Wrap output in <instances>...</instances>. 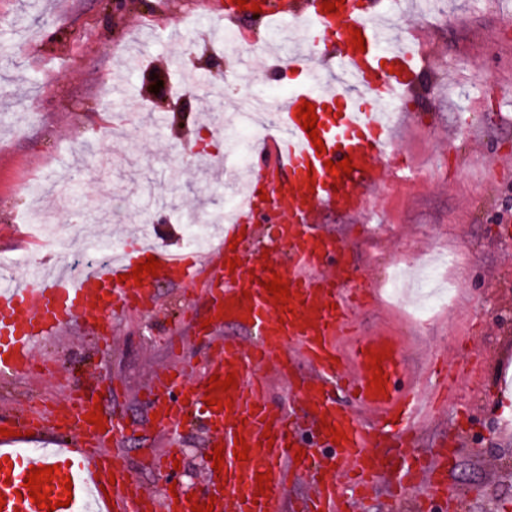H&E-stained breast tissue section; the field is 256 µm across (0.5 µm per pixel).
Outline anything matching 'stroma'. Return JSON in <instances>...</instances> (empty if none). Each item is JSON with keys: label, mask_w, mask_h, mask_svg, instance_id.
I'll return each instance as SVG.
<instances>
[{"label": "stroma", "mask_w": 512, "mask_h": 512, "mask_svg": "<svg viewBox=\"0 0 512 512\" xmlns=\"http://www.w3.org/2000/svg\"><path fill=\"white\" fill-rule=\"evenodd\" d=\"M405 24L422 30L419 75L396 107L398 149L389 167L411 171L367 195L358 217H323L325 229L354 253L359 280L375 287L355 314L358 335H391L406 363L427 382L430 362L484 360L479 376L458 381V398L424 427L430 448L459 434L450 481L453 508L432 512H506L512 504V0H399ZM218 0H0V262L14 276L52 256L84 264L81 228L112 238L138 233L144 215L160 242H184L192 215L214 212L233 195V178H216L207 141L225 142L238 127L218 115L247 110L254 92L287 85L261 80L264 60L287 58V35L267 36L257 19L225 22ZM235 33L258 44L250 67L236 71V51L218 38ZM200 83L181 90L188 74ZM161 88H154V80ZM509 115L500 124L496 113ZM29 191H20V184ZM64 231L44 247L25 240L37 213ZM450 253L443 274L457 285L447 307L421 321L411 303L388 295L396 262ZM208 298L194 286L164 282L159 306L113 318L100 335L83 323L37 343L38 359L55 360L51 380L18 376L0 384V406L44 410L78 387L102 394L109 414L125 421L116 461L144 486L165 481L141 459L180 449L177 475L197 488L204 435L191 423L179 435L150 430L142 397L152 376L184 349L203 367L208 344L197 326Z\"/></svg>", "instance_id": "stroma-1"}]
</instances>
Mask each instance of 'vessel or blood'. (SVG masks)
Wrapping results in <instances>:
<instances>
[{
	"instance_id": "1",
	"label": "vessel or blood",
	"mask_w": 512,
	"mask_h": 512,
	"mask_svg": "<svg viewBox=\"0 0 512 512\" xmlns=\"http://www.w3.org/2000/svg\"><path fill=\"white\" fill-rule=\"evenodd\" d=\"M323 0H283L271 7L262 0L259 11L239 8L227 0L224 16L238 20L259 14L267 24L306 25L308 45L288 61L289 73L300 81L282 100L267 103L276 114L269 150L260 154L248 175V190L232 221L224 226L225 239L237 238L245 223L276 221L281 241L288 244L287 259L262 253L239 256L229 268L230 254L220 250L216 270L218 288L211 290L212 322L242 326L256 334L249 350L236 339L212 344L201 375L191 377L189 365L173 367L149 383V410L162 432H178L189 414H196L207 434V444L223 447L221 471L206 468L205 489L197 500L186 490L157 496L138 483L112 455L119 425L103 415L101 425L87 423L96 411L93 398L73 394L49 416L9 414L0 417V512H40L24 481L31 469L54 467L46 487L54 512H78L96 501L99 512H192L193 503H212V512H282L289 486L307 482L311 491L296 503L295 512H362L390 475H397L395 500L421 486L416 512H430L433 503L448 501V475L454 451L446 445L421 448L417 433L421 400L414 377L397 342L389 336L360 340L350 354L339 341L354 314L348 285L353 266L346 247L319 228L326 213L359 216L364 211V188L385 184L390 172L386 160L395 153L391 132L394 106L412 89L418 73L414 39L395 43V26L387 22L390 0H344L337 13L323 12ZM360 31L364 50L352 47L353 31ZM315 106L317 130L324 152H317L297 115L301 102ZM351 156L349 177L336 179L327 161ZM155 256L161 268L142 281L130 273L140 254ZM176 274L196 282L198 268L183 251H162L146 240L121 241L98 268L46 275L40 264L29 269V280L0 286V378L23 371L37 373L31 348L55 336L77 318L99 321L101 315L143 308L163 278ZM280 276L291 296L278 302L263 287ZM382 355L383 391L371 380V355ZM308 370L292 392L300 416L311 422L303 437L284 407L262 398L264 371H286L297 363ZM234 375V388L209 391L213 375ZM215 405H207V394ZM231 400L218 408V400ZM344 434L334 441V431ZM51 438L53 447L25 453L16 446L17 433ZM249 446L247 459L234 457L236 439ZM305 452L294 461L296 449ZM269 474L266 485L257 475ZM71 492H64V485Z\"/></svg>"
}]
</instances>
